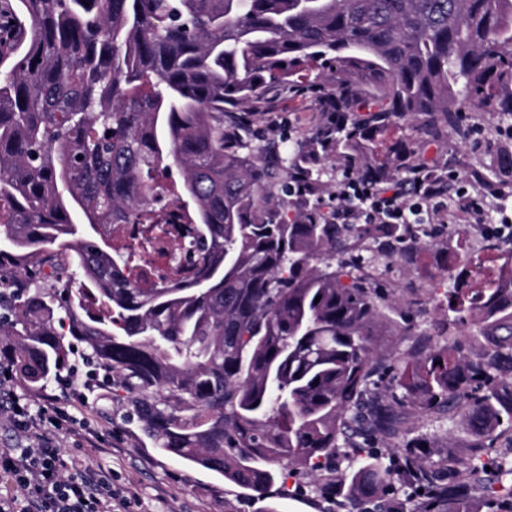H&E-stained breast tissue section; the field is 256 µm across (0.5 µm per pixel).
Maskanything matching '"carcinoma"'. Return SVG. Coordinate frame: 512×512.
<instances>
[{
    "label": "carcinoma",
    "instance_id": "obj_1",
    "mask_svg": "<svg viewBox=\"0 0 512 512\" xmlns=\"http://www.w3.org/2000/svg\"><path fill=\"white\" fill-rule=\"evenodd\" d=\"M1 18L0 336L27 390L79 349L140 395L154 447L246 491L286 461L348 512H472L477 496L512 512L490 483L512 458L489 455L512 439V278L461 258L438 307L489 342L424 336L391 356L357 242L433 251L445 271L448 248L411 224H322L304 199L272 213L285 159L224 130L304 66L365 113L346 148L401 120L462 138L464 101L512 114V0H0ZM410 155L398 137L349 164L379 184ZM161 201L196 229L156 277ZM439 413L477 436L467 455L412 437Z\"/></svg>",
    "mask_w": 512,
    "mask_h": 512
}]
</instances>
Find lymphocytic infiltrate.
Returning a JSON list of instances; mask_svg holds the SVG:
<instances>
[{
  "label": "lymphocytic infiltrate",
  "instance_id": "1",
  "mask_svg": "<svg viewBox=\"0 0 512 512\" xmlns=\"http://www.w3.org/2000/svg\"><path fill=\"white\" fill-rule=\"evenodd\" d=\"M453 171H439L426 159L410 166L406 177L379 185L345 175L336 195L318 197L316 213L325 224H451L448 187ZM10 370L0 371V396L8 419L25 445L0 448V470L14 488L0 494V512H130L134 488L113 487L90 470L76 471L71 458L45 430L47 407L31 408L11 390Z\"/></svg>",
  "mask_w": 512,
  "mask_h": 512
}]
</instances>
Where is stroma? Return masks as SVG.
Segmentation results:
<instances>
[{"label":"stroma","instance_id":"stroma-1","mask_svg":"<svg viewBox=\"0 0 512 512\" xmlns=\"http://www.w3.org/2000/svg\"><path fill=\"white\" fill-rule=\"evenodd\" d=\"M324 91L299 79L286 85L266 87L256 112H235L225 125L234 131H247L254 144L273 145L285 157L306 152L321 125L319 100ZM466 137L451 135L435 142L425 141L416 130L393 129V136H406L411 147H423L425 156L441 170L462 176L481 173L487 181L501 184L500 196L489 198L485 211L488 224L512 215V168L501 165L500 154L506 140L504 131L512 126V115L489 114L477 105L467 107ZM439 244L449 255L468 254L472 261L484 258L486 236L479 225L466 221L449 226L434 225ZM374 279L372 286L388 303L386 315L402 333L393 337L395 357L404 356L417 334L436 336L440 312L443 274L431 254H424L418 265L393 256L381 243H368ZM83 366L71 369L67 381L52 382L45 394L36 396L20 384L12 389L31 407L55 397L70 419L57 424L46 422L65 455L85 461L95 472L114 478L117 483L136 489L139 502L133 512H334L336 505L309 491L283 493L280 483L271 484L260 498L250 496L224 477L203 468H193L179 457L154 448L131 417L132 397L114 393L110 384L88 391L84 388ZM416 435L424 437L434 456L462 455L472 437L458 422L441 415L416 419ZM103 435L101 447L90 448L78 441V434Z\"/></svg>","mask_w":512,"mask_h":512}]
</instances>
